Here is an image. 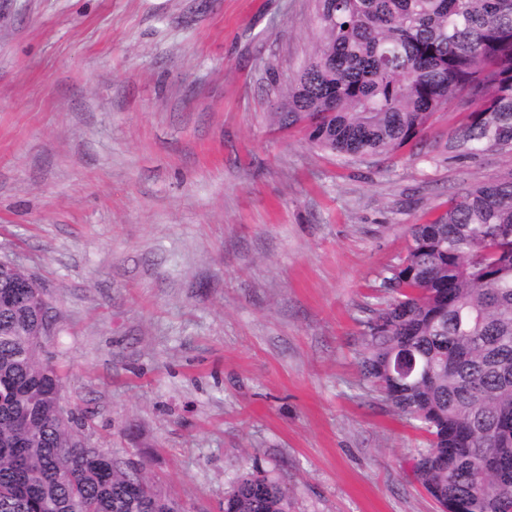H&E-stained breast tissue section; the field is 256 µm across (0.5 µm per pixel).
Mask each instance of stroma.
<instances>
[{
  "mask_svg": "<svg viewBox=\"0 0 512 512\" xmlns=\"http://www.w3.org/2000/svg\"><path fill=\"white\" fill-rule=\"evenodd\" d=\"M314 0H0V257L57 312L45 344L88 446L184 512L244 469L291 512H437L425 436L358 366L373 287L457 192L512 163H343L276 130Z\"/></svg>",
  "mask_w": 512,
  "mask_h": 512,
  "instance_id": "1",
  "label": "stroma"
}]
</instances>
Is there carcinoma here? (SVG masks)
Returning a JSON list of instances; mask_svg holds the SVG:
<instances>
[{"label":"carcinoma","mask_w":512,"mask_h":512,"mask_svg":"<svg viewBox=\"0 0 512 512\" xmlns=\"http://www.w3.org/2000/svg\"><path fill=\"white\" fill-rule=\"evenodd\" d=\"M312 60L272 122L343 159L418 143L433 116L466 92L444 145L457 158L493 150L512 163V0H316ZM363 322L360 365L413 428L417 479L440 512H512L477 462L512 450V168L467 188L429 224H413L404 256L378 285ZM46 296L36 277L0 262V512H174L144 476L62 419L63 380L36 342ZM288 488L239 474L224 512H289Z\"/></svg>","instance_id":"carcinoma-1"}]
</instances>
